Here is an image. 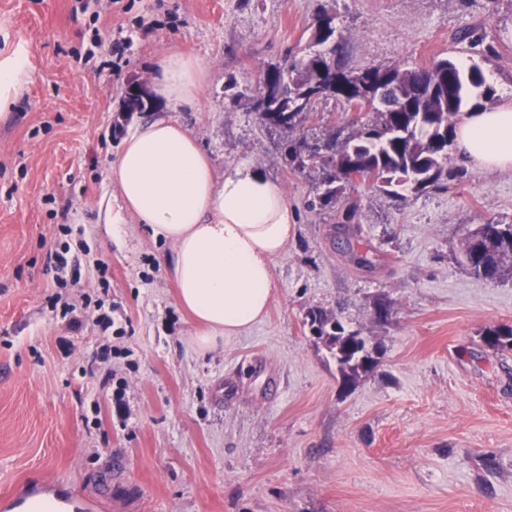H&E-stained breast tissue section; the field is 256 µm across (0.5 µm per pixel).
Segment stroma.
<instances>
[{"label":"stroma","instance_id":"obj_1","mask_svg":"<svg viewBox=\"0 0 512 512\" xmlns=\"http://www.w3.org/2000/svg\"><path fill=\"white\" fill-rule=\"evenodd\" d=\"M322 12L351 68L427 67L467 31L494 104L512 93V0H0V39L30 64L0 110V495L56 479L100 512H512V351L483 341L512 324V279H476L459 259L467 230L512 221V170L454 154L443 188L404 202L355 184L376 267L352 264L336 208L306 207L317 172L289 167L284 136L224 94L227 79L252 87L267 64L297 63ZM172 39L211 77L195 103L156 116L192 130L217 173L261 167L296 220L267 317L204 356L169 245L105 221L119 104ZM355 121L331 97L300 132L315 141ZM64 243L59 276L49 257ZM58 292L79 329L52 308ZM90 298L111 307L110 329ZM316 307L377 347L357 382L314 342Z\"/></svg>","mask_w":512,"mask_h":512}]
</instances>
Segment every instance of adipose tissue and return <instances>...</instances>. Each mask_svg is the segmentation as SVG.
<instances>
[{
  "mask_svg": "<svg viewBox=\"0 0 512 512\" xmlns=\"http://www.w3.org/2000/svg\"><path fill=\"white\" fill-rule=\"evenodd\" d=\"M28 67L24 48L0 53V106ZM208 77L202 61L174 43L157 57L149 93L190 104ZM455 142L469 164L512 168V101L464 113ZM107 178L114 186L110 223L135 220L170 245L166 267L179 307L197 327L191 343L198 352L217 349L266 316L276 296L273 263L288 248L295 215L260 167L241 163L216 177L194 134L177 119L158 118L123 140Z\"/></svg>",
  "mask_w": 512,
  "mask_h": 512,
  "instance_id": "ef3b65f1",
  "label": "adipose tissue"
}]
</instances>
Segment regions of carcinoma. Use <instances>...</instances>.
<instances>
[{"label": "carcinoma", "mask_w": 512, "mask_h": 512, "mask_svg": "<svg viewBox=\"0 0 512 512\" xmlns=\"http://www.w3.org/2000/svg\"><path fill=\"white\" fill-rule=\"evenodd\" d=\"M334 17L322 13L312 24V49L297 66L269 64L262 69L257 88L250 94L230 80L224 91L234 100L250 101L261 124L285 133L297 130L310 117L315 104L329 97L346 103L373 87L384 89L381 101L372 104V121L362 123L341 139L332 132L324 146L303 149L305 139H288L284 146L289 165L296 170L319 172L315 195L308 208L333 206L353 186V173L369 178L374 186L405 201L414 194L443 187L448 179L445 162L455 150L454 133L458 116L483 107L493 99L494 88L475 62L442 59L430 68L348 67L341 47L335 42ZM269 88L267 108L258 111L255 98ZM355 201L346 203L338 222L355 263L369 267L366 252L354 251ZM462 264L480 279L495 282L512 277V223L480 224L462 239ZM310 326L335 353L339 373L347 384L370 371L375 359L371 347L358 331H350L335 316L320 310L309 312ZM493 349L512 350V326L489 328L483 335Z\"/></svg>", "instance_id": "carcinoma-1"}]
</instances>
